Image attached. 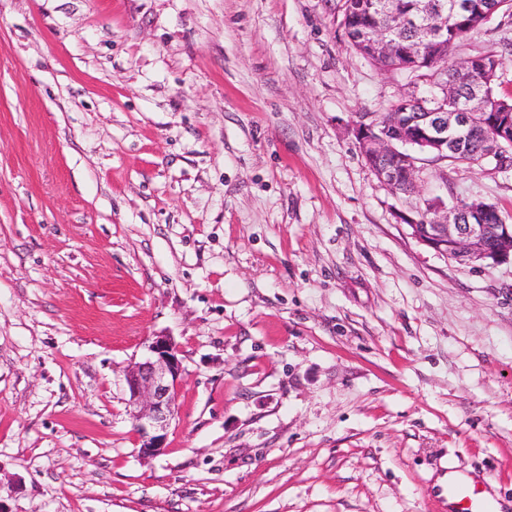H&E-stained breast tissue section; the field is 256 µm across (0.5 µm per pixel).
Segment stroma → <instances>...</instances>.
<instances>
[{
  "instance_id": "35a3bbf8",
  "label": "stroma",
  "mask_w": 512,
  "mask_h": 512,
  "mask_svg": "<svg viewBox=\"0 0 512 512\" xmlns=\"http://www.w3.org/2000/svg\"><path fill=\"white\" fill-rule=\"evenodd\" d=\"M341 4L0 0V512H448L452 473L512 512V264L398 219L512 217V168L384 186L352 125L429 86ZM158 335L185 372L145 459L124 376ZM447 205L438 199H420L415 207V217L407 214L400 221L411 229L412 237L422 245L432 248L443 256L462 265L474 266L491 261L499 264L512 263V224H507L502 211L494 203H488L494 212L480 201ZM495 215L494 235L491 224Z\"/></svg>"
}]
</instances>
